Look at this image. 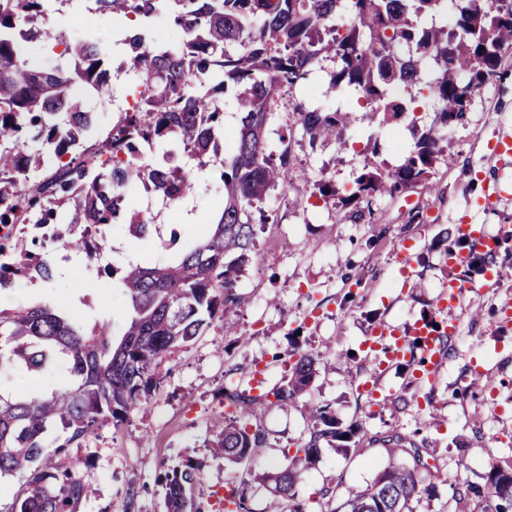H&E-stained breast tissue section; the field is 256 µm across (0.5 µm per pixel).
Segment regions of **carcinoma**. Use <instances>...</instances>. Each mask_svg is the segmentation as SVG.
<instances>
[{
  "instance_id": "carcinoma-1",
  "label": "carcinoma",
  "mask_w": 512,
  "mask_h": 512,
  "mask_svg": "<svg viewBox=\"0 0 512 512\" xmlns=\"http://www.w3.org/2000/svg\"><path fill=\"white\" fill-rule=\"evenodd\" d=\"M47 0H0V293L23 280L51 284L56 263L47 243L83 254L100 275L104 228L127 226L138 240L152 219L127 207L134 185H149L164 203L193 192L182 159L203 170L218 156L224 112L218 97L232 91L240 113L234 148L222 160L224 198L216 217L182 254L167 262L128 263L119 286L128 305L120 339L112 322L89 328L56 302L0 308V478L19 476L7 512H81L86 486L66 448L106 422L118 424L160 383L159 361L201 335L205 326L238 308L237 282L257 253L259 222L274 191L288 189L290 144L279 157L269 149L272 102L323 62L329 87L346 88L375 106L366 114L407 119L418 96L433 103L432 121L415 131L413 148L389 169L377 152L344 196L359 204L377 194L402 193L430 179L442 156L448 128L465 117L474 93L499 73L512 48V0H459L448 23V0H93V10L116 21H135L140 31L130 49L126 89L137 95L106 136L90 102L101 101L109 74L103 50L76 40L68 11L82 0H54L59 19L50 24ZM347 18L345 28L336 16ZM162 20L175 42L151 27ZM309 144L344 138L350 113L292 105ZM30 226L29 240L18 232ZM320 356L301 352L282 384L257 394L224 388V419L214 425L211 447L232 463L251 459L266 441L257 425L269 397L295 404ZM17 372H55L67 386L50 392L35 385L12 390ZM305 458L321 442L341 436L329 407L316 405ZM405 448L388 449L391 461L365 489L333 512H413L411 501L435 492L422 484L418 466L403 460ZM203 462L186 460L160 476L167 512H201L194 500ZM269 484L265 512H304L296 503L295 474L253 471ZM490 486L501 504L512 499V467H492ZM224 512H251L246 484L233 486Z\"/></svg>"
}]
</instances>
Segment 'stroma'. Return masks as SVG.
<instances>
[{"label":"stroma","instance_id":"35a3bbf8","mask_svg":"<svg viewBox=\"0 0 512 512\" xmlns=\"http://www.w3.org/2000/svg\"><path fill=\"white\" fill-rule=\"evenodd\" d=\"M69 25L76 36L98 41L111 67L125 61V53L112 49L117 25L110 18L80 11ZM295 95L324 110L351 112L344 139L292 143L288 191L269 200L277 220L258 225L257 257L238 281L245 305L168 354L160 385L126 421L104 424L70 448L87 488L82 512H164L159 477L190 458L205 463L196 502L203 512H222L227 484L247 481L252 469L274 472L292 463L309 437L308 409L315 404L330 405L343 436L323 442L311 463L295 465L305 512H330L363 489L388 465L387 450L397 442L427 461L421 475L436 488L435 496L413 501L414 512H453L457 487L486 486L493 465L512 464V324L501 321L512 301V190L491 212L477 206L498 175L495 143L512 138V56L472 98L464 123L449 128L447 158L433 167L430 187L375 196L360 218L340 197L315 194L313 185L321 180L350 188L371 140L384 167L398 165L414 143L407 122L364 120L366 105L347 90H329L318 70ZM220 171L215 165L196 173L194 192L176 208H165L143 187L133 189L132 206L154 219L151 237L141 243L143 257L168 259L199 234L220 207ZM465 215L497 238L501 278L494 287H484L475 260L458 269L445 262V250L468 249L452 235ZM54 257L63 269L57 281L24 283L17 301L64 295L68 309L87 324L111 319L113 336H121L128 309L117 283L104 276L78 290L82 257L61 249ZM452 282L465 288L454 301ZM420 320L442 328L458 324L435 380L418 382L415 361L379 370V356L362 347L366 336L390 324L407 337ZM232 323L248 332L247 344L225 334ZM325 349L333 356L318 367L300 401L269 405L260 420L267 441L249 463L212 456L210 424L224 411L226 382L249 383L258 370L264 386L272 387L285 376L291 353Z\"/></svg>","mask_w":512,"mask_h":512}]
</instances>
